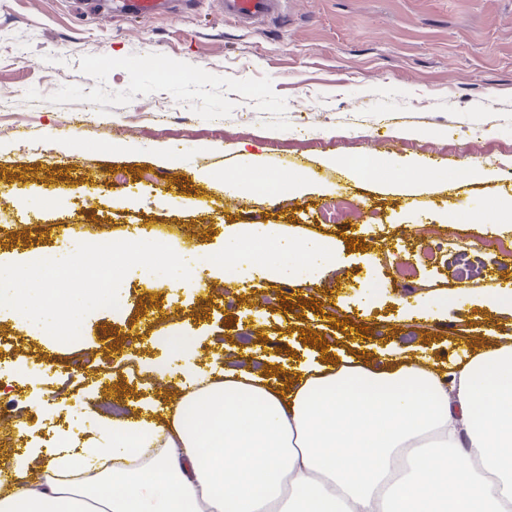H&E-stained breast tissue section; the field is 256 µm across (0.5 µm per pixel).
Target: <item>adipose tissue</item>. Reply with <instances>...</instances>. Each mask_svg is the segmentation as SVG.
<instances>
[{
  "label": "adipose tissue",
  "instance_id": "ef3b65f1",
  "mask_svg": "<svg viewBox=\"0 0 512 512\" xmlns=\"http://www.w3.org/2000/svg\"><path fill=\"white\" fill-rule=\"evenodd\" d=\"M250 363L63 440L39 476L15 456L0 512H512V343Z\"/></svg>",
  "mask_w": 512,
  "mask_h": 512
}]
</instances>
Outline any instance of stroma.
I'll return each instance as SVG.
<instances>
[{
    "instance_id": "stroma-1",
    "label": "stroma",
    "mask_w": 512,
    "mask_h": 512,
    "mask_svg": "<svg viewBox=\"0 0 512 512\" xmlns=\"http://www.w3.org/2000/svg\"><path fill=\"white\" fill-rule=\"evenodd\" d=\"M111 9L0 0V91L13 96L0 112V262L78 231L174 245L201 284L134 268L127 307L92 311L73 342L0 320V404L17 403L24 424L19 438L0 425L12 451L49 461L62 433L97 427L113 383L137 415L170 376L249 345L273 371L329 349L354 356L348 323L377 349L439 360L459 336H512V311L482 306L487 288L512 289V0H286L262 31L218 0ZM377 152L379 173L367 168ZM254 160L317 190H225ZM265 224L276 245L234 281L213 272L236 230ZM326 240L334 262L296 258ZM272 251L280 279H256ZM461 251L481 276L458 275ZM168 0H117L113 10L131 16H150L168 8Z\"/></svg>"
}]
</instances>
